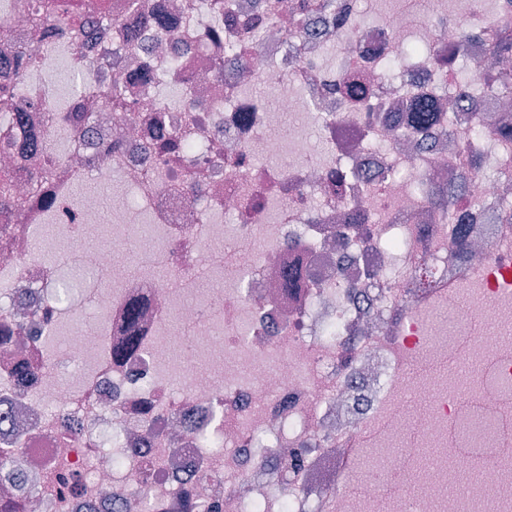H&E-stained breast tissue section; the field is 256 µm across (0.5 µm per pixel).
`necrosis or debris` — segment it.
Here are the masks:
<instances>
[{
  "label": "necrosis or debris",
  "instance_id": "necrosis-or-debris-1",
  "mask_svg": "<svg viewBox=\"0 0 512 512\" xmlns=\"http://www.w3.org/2000/svg\"><path fill=\"white\" fill-rule=\"evenodd\" d=\"M178 6L185 52L172 81L205 89L194 109L164 113V131L195 145L158 160L148 147L153 100L139 76L161 65L171 43L125 51L87 72L90 83L129 78V112L80 129L81 151L56 167L52 179L68 196L74 170L120 179L112 194L114 224L96 220V195L82 203L65 263L87 270L84 290L101 318L93 330L67 336L37 326L13 344L35 368L14 376L0 348V447L12 451L0 469V500L28 501L26 512H189L190 504L220 512H374L390 500L393 512H512V399L494 385L512 382V292L494 274L512 278V223L491 221L502 195L512 196V141L478 131L479 119L512 124V111L488 105L476 117L465 105L448 130L423 141L412 104L453 85V70L436 55L468 67L488 54L490 18L449 14L435 0L443 26L411 4L372 24L359 20L357 0H336V14L314 34L293 24L246 47L244 62L212 77L223 47L206 38L209 21ZM478 38L459 46L463 29ZM340 44L333 69L320 59ZM375 79L368 103L328 93L340 76ZM277 86L273 100L257 91ZM314 125L285 129L287 114ZM267 163H257L255 149ZM476 180L457 212L469 226L476 257L457 258L454 225L422 212L438 171L467 170ZM339 169L351 170L341 190L330 187ZM195 176V191L183 182ZM137 208H130V196ZM161 242L137 273L116 262L141 214ZM12 233L0 237V320L31 314L51 299L59 271L36 255L45 213L30 202L12 215ZM108 234L111 250H91L89 238ZM226 239L234 251L213 261L231 280L223 295L197 289L199 259ZM299 252L307 288L288 298L278 270ZM446 270L455 286L439 298L449 312L486 317L490 330L445 341L425 338L408 287L415 276ZM149 310L137 357L115 366L108 351L120 334L131 299ZM178 319L186 334L173 341ZM66 353L80 379L62 384L58 355ZM462 359L480 371L470 391L444 372ZM425 401L409 414L408 399ZM493 420L483 458L460 449L457 428L467 411ZM386 450L381 472L359 479L352 455ZM436 459L427 465L425 450ZM296 452L299 465L281 459Z\"/></svg>",
  "mask_w": 512,
  "mask_h": 512
}]
</instances>
